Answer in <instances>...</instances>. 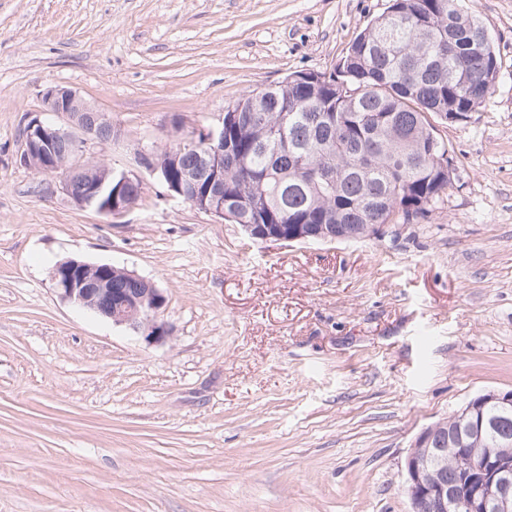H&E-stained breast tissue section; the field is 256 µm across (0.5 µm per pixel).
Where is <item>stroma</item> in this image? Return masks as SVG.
<instances>
[{"label": "stroma", "mask_w": 512, "mask_h": 512, "mask_svg": "<svg viewBox=\"0 0 512 512\" xmlns=\"http://www.w3.org/2000/svg\"><path fill=\"white\" fill-rule=\"evenodd\" d=\"M389 0H0V512H409L414 437L512 390V0H466L501 68L444 134L439 208L379 238H247L167 197L118 217L20 165L61 85L132 169L246 95L330 73ZM69 258L152 281L165 342L64 300Z\"/></svg>", "instance_id": "obj_1"}]
</instances>
